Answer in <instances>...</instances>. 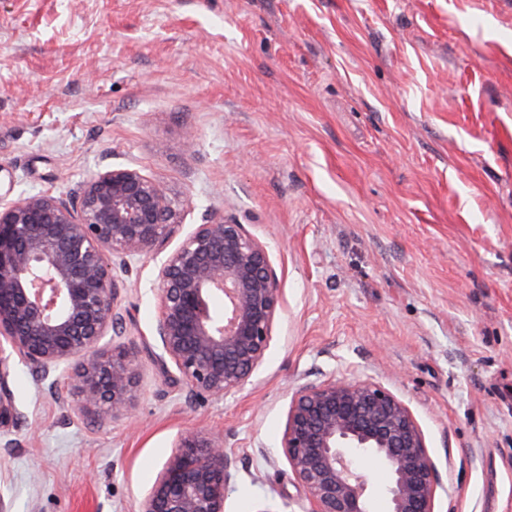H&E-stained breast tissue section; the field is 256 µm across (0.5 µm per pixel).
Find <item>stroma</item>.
<instances>
[{"instance_id":"1","label":"stroma","mask_w":512,"mask_h":512,"mask_svg":"<svg viewBox=\"0 0 512 512\" xmlns=\"http://www.w3.org/2000/svg\"><path fill=\"white\" fill-rule=\"evenodd\" d=\"M134 167L266 244L283 290L244 388L189 398L153 335L163 254L117 270L130 413L11 357L7 512H141L181 434H223L224 512H306L297 388L372 376L410 409L435 512H512V0H0V198Z\"/></svg>"}]
</instances>
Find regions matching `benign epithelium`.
I'll use <instances>...</instances> for the list:
<instances>
[{
    "instance_id": "benign-epithelium-1",
    "label": "benign epithelium",
    "mask_w": 512,
    "mask_h": 512,
    "mask_svg": "<svg viewBox=\"0 0 512 512\" xmlns=\"http://www.w3.org/2000/svg\"><path fill=\"white\" fill-rule=\"evenodd\" d=\"M176 216L160 185L133 167L97 172L64 197L0 200V338L43 378L67 375L84 410L132 408L138 351L100 346L122 322L114 268L159 250ZM154 288L160 358L190 396L219 399L246 385L270 348L283 300L266 246L244 225L213 218L166 256ZM281 449L307 492L305 512H371L363 457L389 469L388 512H434L438 475L422 431L379 382L301 386ZM232 477L224 436L185 433L142 512H224Z\"/></svg>"
}]
</instances>
